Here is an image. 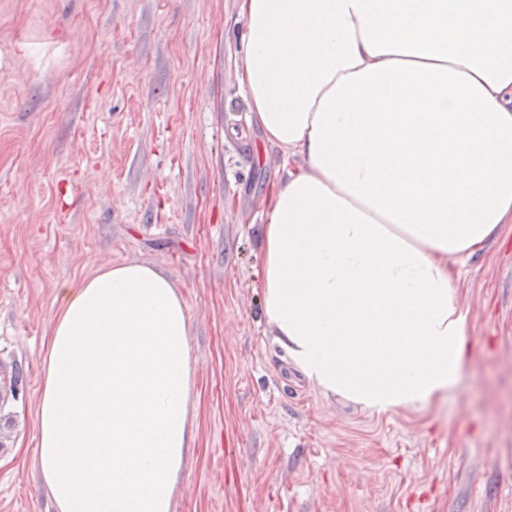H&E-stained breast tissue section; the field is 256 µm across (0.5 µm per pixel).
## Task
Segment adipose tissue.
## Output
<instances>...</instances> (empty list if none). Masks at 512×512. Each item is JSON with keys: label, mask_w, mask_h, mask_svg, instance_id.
Returning <instances> with one entry per match:
<instances>
[{"label": "adipose tissue", "mask_w": 512, "mask_h": 512, "mask_svg": "<svg viewBox=\"0 0 512 512\" xmlns=\"http://www.w3.org/2000/svg\"><path fill=\"white\" fill-rule=\"evenodd\" d=\"M239 82L283 179L260 227L275 341L385 414L450 390L458 263L512 223V0H241ZM39 410L57 512H170L187 448L182 299L124 263L62 291Z\"/></svg>", "instance_id": "1"}]
</instances>
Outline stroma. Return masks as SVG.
Segmentation results:
<instances>
[{
  "instance_id": "35a3bbf8",
  "label": "stroma",
  "mask_w": 512,
  "mask_h": 512,
  "mask_svg": "<svg viewBox=\"0 0 512 512\" xmlns=\"http://www.w3.org/2000/svg\"><path fill=\"white\" fill-rule=\"evenodd\" d=\"M240 0H0V512H54L38 410L62 285L180 295L194 436L171 512H512V224L455 282V387L377 415L284 357L255 286L280 152L237 79Z\"/></svg>"
}]
</instances>
